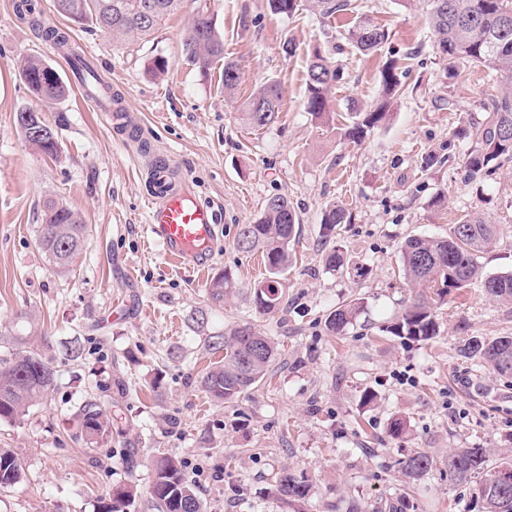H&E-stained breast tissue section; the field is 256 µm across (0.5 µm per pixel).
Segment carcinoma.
I'll return each mask as SVG.
<instances>
[{
	"mask_svg": "<svg viewBox=\"0 0 512 512\" xmlns=\"http://www.w3.org/2000/svg\"><path fill=\"white\" fill-rule=\"evenodd\" d=\"M145 0H54L56 11L77 25L90 22L112 35V42L123 43L152 36L168 16L182 8L184 0H152L151 18L138 21L141 3ZM429 26L435 35L436 53L444 62V76L455 77L465 67L483 66L488 76L512 78V0H424ZM272 12L292 16L300 7L322 18L355 12L352 0H269ZM389 32L373 18L354 17L347 40L363 54L383 51ZM184 50L192 61L206 68L213 63L223 65L224 92L232 96L237 86V64L224 59V40L212 18L200 11L193 18ZM75 67L88 87L100 90L103 80L78 55H72ZM398 59L389 57L381 70V101L375 108H363L341 129L340 136L357 142L367 131L386 124L391 101L405 93L399 75ZM21 74L30 91L45 100H59L67 93V85L59 73L39 58H28L21 65ZM339 78L329 52L316 46L307 68L306 110L313 119L329 123V95ZM282 88L277 82L267 83L247 98L242 112L252 128L264 129L279 120ZM484 122L472 127L474 144L466 158L469 176L475 178L498 165L512 162V86L491 96ZM27 142L44 155L57 151V132L46 126L47 133L35 135L26 124L18 123ZM351 213L340 206L324 211L321 221L323 235L333 236L336 227L349 224ZM298 231V218L288 197L280 194L266 200L260 216L241 226L236 246L245 253H262L269 279L253 288V302L266 312L275 309L283 296L280 277L288 268L289 246ZM37 240L50 265L60 271L71 270L73 260L88 241V227L79 215L66 205L49 200L45 203L43 223L38 225ZM496 244V228L485 215H466L452 225L446 237L410 236L401 249V265L406 280L422 289L401 318L391 326L396 336H409L426 341L438 335V324L429 306L430 290L439 297L452 289H461L480 282L484 294L504 303L512 302V271L486 275L479 263L480 254ZM236 292V284L225 271L215 274L209 282V297L221 304ZM360 300L329 312L325 327L332 334H341L360 315ZM210 354H222L202 377L201 388L217 402H234L256 385L267 373L275 357L269 337L248 324L233 328L229 334L211 333L204 339ZM460 355L501 378H512V336L485 339L473 336L460 349ZM55 380L54 360L27 346L26 338L18 337L14 349L0 357V420H15L44 397ZM80 436L91 447H100L112 433V418L102 402L90 397L74 414ZM405 477L402 492L377 502L372 512H408L410 485L437 466L423 449H417L399 462ZM154 479L151 506L156 512H204L195 487L185 480L179 463L165 454L152 460ZM512 471V460L494 458L487 448H452L448 452V477L467 483L481 512H512V475L504 482L501 475ZM24 468L17 453L0 448V491L18 484ZM310 484L290 472L278 482V492L285 502L301 512ZM136 497L132 486L119 487L102 502L100 512H125Z\"/></svg>",
	"mask_w": 512,
	"mask_h": 512,
	"instance_id": "cac0c4a2",
	"label": "carcinoma"
}]
</instances>
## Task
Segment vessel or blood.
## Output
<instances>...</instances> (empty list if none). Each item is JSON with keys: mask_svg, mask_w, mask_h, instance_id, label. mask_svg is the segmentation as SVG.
Returning a JSON list of instances; mask_svg holds the SVG:
<instances>
[{"mask_svg": "<svg viewBox=\"0 0 512 512\" xmlns=\"http://www.w3.org/2000/svg\"><path fill=\"white\" fill-rule=\"evenodd\" d=\"M220 222L219 210L196 202L189 186L176 183L172 163L152 168L147 231L171 260L189 270L208 267Z\"/></svg>", "mask_w": 512, "mask_h": 512, "instance_id": "b4317fda", "label": "vessel or blood"}]
</instances>
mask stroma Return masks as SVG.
I'll return each mask as SVG.
<instances>
[{
    "mask_svg": "<svg viewBox=\"0 0 512 512\" xmlns=\"http://www.w3.org/2000/svg\"><path fill=\"white\" fill-rule=\"evenodd\" d=\"M357 2L388 28L408 92L388 125L355 144L337 129L353 109L377 100L384 58L352 48L351 16L286 17L268 0H185L150 38L116 44L58 14L53 0L23 7L0 0V354L18 330L35 347L48 340L56 367L42 400L19 420L0 421V448L14 449L24 468L23 482L0 493V512H99L123 484L138 490L129 512H150L148 458L158 452L181 461L206 512H292L274 490L285 470L313 486L304 512H370L402 487L398 462L417 448L438 463L417 483V512H472L471 486L449 481L444 463L452 448L512 451V379L488 375L458 350L473 336H511L512 304L487 298L475 283L435 304L433 340H409L389 327L417 294L400 272L408 236H444L463 216L484 214L498 240L480 263L488 273L512 271V163L471 181L465 171L472 147L465 131L484 120L483 104L498 88L480 67L443 79L422 0ZM200 10L239 67L234 98L224 93L220 64L201 70L184 51ZM47 25L65 32L125 99L140 138L105 125L62 51L45 39ZM317 45L343 72L329 125L305 109ZM30 57L57 69L69 89L64 98L30 92L20 70ZM157 57L167 70L155 77L148 65ZM271 80L283 86L280 119L251 128L237 104ZM26 111L57 126L56 154L25 141L16 117ZM429 154L437 163L422 167ZM161 158L198 202L222 211L221 246L208 271L177 267L145 234L150 170ZM276 194L288 196L299 229L283 300L262 313L251 296L266 267L236 239ZM48 198L89 227L66 274L37 244ZM333 205L348 208L352 221L327 238L321 218ZM332 249L343 252L347 268L326 267ZM358 266L365 276L355 275ZM222 270L238 292L219 306L208 283ZM353 298L361 314L329 334L326 314ZM198 308L208 310L210 331L248 323L276 347L263 381L235 402H213L200 386L214 357L187 321ZM21 312L28 321L17 322ZM76 338L84 352L72 361L63 346ZM90 394L112 397V442L101 448L87 447L73 421ZM396 418L408 427L399 437L389 430Z\"/></svg>",
    "mask_w": 512,
    "mask_h": 512,
    "instance_id": "stroma-1",
    "label": "stroma"
}]
</instances>
